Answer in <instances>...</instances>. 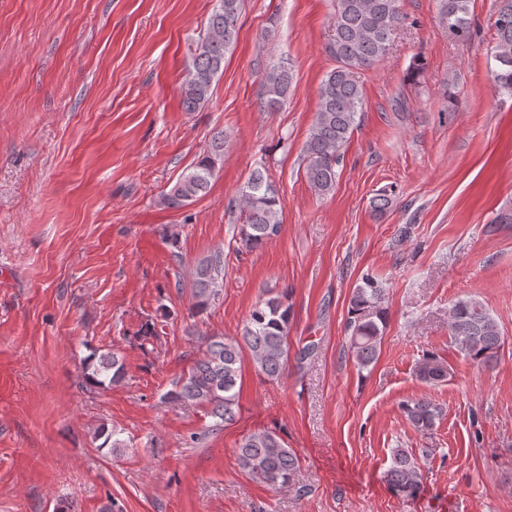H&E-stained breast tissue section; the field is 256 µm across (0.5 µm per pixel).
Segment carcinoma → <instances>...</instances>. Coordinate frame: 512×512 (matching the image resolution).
<instances>
[{"instance_id":"obj_1","label":"carcinoma","mask_w":512,"mask_h":512,"mask_svg":"<svg viewBox=\"0 0 512 512\" xmlns=\"http://www.w3.org/2000/svg\"><path fill=\"white\" fill-rule=\"evenodd\" d=\"M335 5L327 50L336 67L322 80L316 119L304 148V178L320 195L335 187L336 168L359 126L357 117L364 103L361 71L384 59L403 21L400 0H335ZM470 5L471 0H437L440 23L448 30V36L461 43H469L473 37ZM243 7L244 0H218L206 33L195 44L182 84L185 111L195 112L210 101ZM493 26L496 37L490 59L495 65L490 69L491 79L498 91L512 95V0H502ZM291 81V66L286 58L265 72L263 87L269 109L276 110L284 104ZM223 158L221 132L212 137L197 162L164 195V203L181 208L206 194ZM234 206L244 215L239 235L245 247L257 248L280 234L283 201L265 171L257 169L250 175L239 189ZM225 268L226 256L221 247L195 267L193 313H202L219 302ZM385 296L383 282L365 276L350 298L346 332L349 351L361 371L369 369L379 356L388 322ZM291 312L287 296L270 297L254 306L240 338L199 336V356L175 383V389L164 397L209 408L208 414L217 419L218 426L232 422L239 407L236 387L244 352H249L256 372L266 380L278 381L284 375L289 360ZM448 327L451 344L460 356L477 364H492L502 336L496 319L481 301L469 297L454 302L448 312ZM416 374L419 380L434 384L447 380L450 370L442 358L426 354L418 362ZM124 377L123 358L114 351L91 357L85 372L86 380L99 388L119 383ZM400 409L423 435L431 433L442 416V409L427 398L405 400ZM237 462L243 472L274 490L295 484L300 464L297 453L272 430L244 436ZM386 481L399 493L415 495L423 485V471L415 455L405 448L393 449Z\"/></svg>"}]
</instances>
